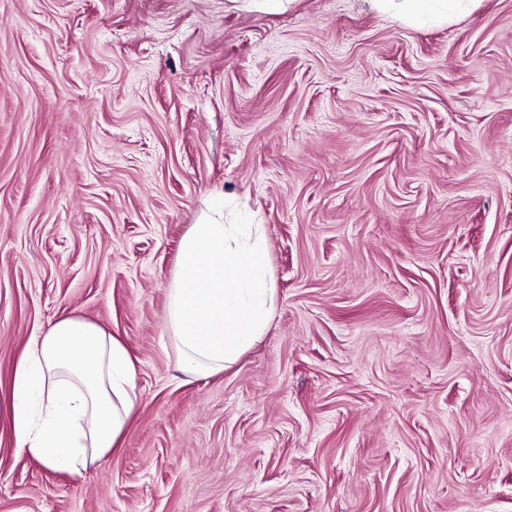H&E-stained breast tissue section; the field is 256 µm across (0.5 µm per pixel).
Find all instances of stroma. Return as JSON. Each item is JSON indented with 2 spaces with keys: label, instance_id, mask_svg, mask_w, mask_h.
Wrapping results in <instances>:
<instances>
[{
  "label": "stroma",
  "instance_id": "obj_1",
  "mask_svg": "<svg viewBox=\"0 0 512 512\" xmlns=\"http://www.w3.org/2000/svg\"><path fill=\"white\" fill-rule=\"evenodd\" d=\"M277 288L224 370L178 365L211 199ZM136 366L120 448H18L33 336ZM0 512H512V0H0ZM470 0H371L377 7L394 9L411 17L445 15L448 17Z\"/></svg>",
  "mask_w": 512,
  "mask_h": 512
}]
</instances>
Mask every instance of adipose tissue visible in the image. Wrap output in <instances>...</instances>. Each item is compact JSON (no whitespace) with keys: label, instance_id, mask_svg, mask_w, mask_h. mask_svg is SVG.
<instances>
[{"label":"adipose tissue","instance_id":"1","mask_svg":"<svg viewBox=\"0 0 512 512\" xmlns=\"http://www.w3.org/2000/svg\"><path fill=\"white\" fill-rule=\"evenodd\" d=\"M276 290L260 225L228 224L215 206L185 235L167 322L180 367L207 375L264 332ZM19 448L72 474L116 448L139 393L126 347L107 329L65 316L34 337L13 379Z\"/></svg>","mask_w":512,"mask_h":512}]
</instances>
